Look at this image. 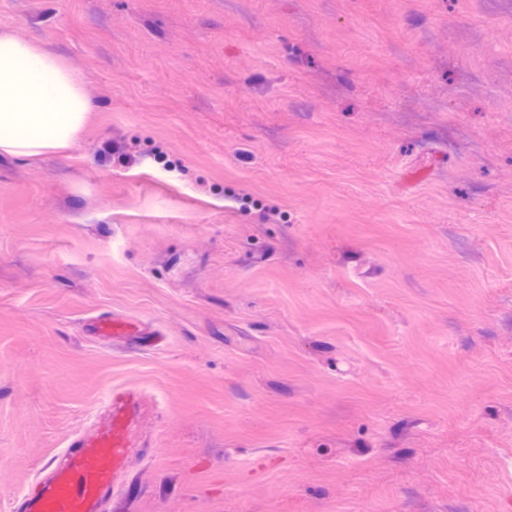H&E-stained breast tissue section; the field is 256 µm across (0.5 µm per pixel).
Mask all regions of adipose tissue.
Instances as JSON below:
<instances>
[{
    "mask_svg": "<svg viewBox=\"0 0 512 512\" xmlns=\"http://www.w3.org/2000/svg\"><path fill=\"white\" fill-rule=\"evenodd\" d=\"M93 109L80 77L57 54L0 32V154L71 149Z\"/></svg>",
    "mask_w": 512,
    "mask_h": 512,
    "instance_id": "obj_1",
    "label": "adipose tissue"
}]
</instances>
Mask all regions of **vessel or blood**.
<instances>
[{
    "label": "vessel or blood",
    "instance_id": "1",
    "mask_svg": "<svg viewBox=\"0 0 512 512\" xmlns=\"http://www.w3.org/2000/svg\"><path fill=\"white\" fill-rule=\"evenodd\" d=\"M124 423L113 418L104 431L51 466L33 495L16 499L13 512H109L108 504L125 472Z\"/></svg>",
    "mask_w": 512,
    "mask_h": 512
}]
</instances>
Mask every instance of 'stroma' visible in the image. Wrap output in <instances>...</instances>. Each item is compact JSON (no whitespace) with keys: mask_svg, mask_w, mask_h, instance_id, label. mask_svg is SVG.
<instances>
[{"mask_svg":"<svg viewBox=\"0 0 512 512\" xmlns=\"http://www.w3.org/2000/svg\"><path fill=\"white\" fill-rule=\"evenodd\" d=\"M4 29L97 108L0 155V512L117 388L110 512H512V0H0Z\"/></svg>","mask_w":512,"mask_h":512,"instance_id":"obj_1","label":"stroma"}]
</instances>
